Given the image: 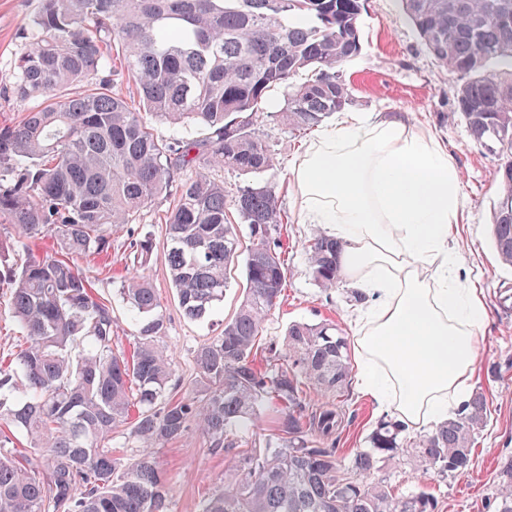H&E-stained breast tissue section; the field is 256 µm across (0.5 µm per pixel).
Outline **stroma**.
<instances>
[{
    "label": "stroma",
    "instance_id": "1",
    "mask_svg": "<svg viewBox=\"0 0 512 512\" xmlns=\"http://www.w3.org/2000/svg\"><path fill=\"white\" fill-rule=\"evenodd\" d=\"M38 5L39 0H0V76L12 69L25 43V23ZM359 27L362 50L339 68L353 94L349 109L412 114L420 129L448 149L461 177L462 222L455 234L462 281L480 290L486 310L467 391L486 398L488 420L475 438L470 469L445 478L428 466L413 472L401 454L381 463L373 478L397 493L417 489L431 492L437 500L436 512H495L497 466L501 459L512 457V270L498 265L490 239V209L498 187L497 160L471 140L463 122L449 121L459 78L427 52L398 0H366ZM263 134L278 161L273 183L287 216L279 234L286 279L262 336V353L271 361L282 349L288 326L295 322L328 319L338 325L343 336H351L355 300L345 284L327 292L317 288L305 260V246L315 227L297 221L288 170L306 133L294 135L268 124ZM127 243V230L117 229L112 233L108 260L84 258L77 265L98 294L111 303L116 342L128 350L133 346L134 328L118 293L121 278L133 271ZM145 273L161 301L162 348L174 368L175 393L197 392L196 352L221 336L225 321L233 316L240 301L243 273L235 271L223 302L200 320L184 314L160 248ZM344 409L333 446L337 456L349 460L358 449L367 447L381 417L375 402L361 395L353 382L344 392ZM157 455L168 481L169 512H201L204 500L223 488L224 472L232 462L230 454L211 448L207 437L194 426L158 449Z\"/></svg>",
    "mask_w": 512,
    "mask_h": 512
}]
</instances>
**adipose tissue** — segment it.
I'll list each match as a JSON object with an SVG mask.
<instances>
[{
	"label": "adipose tissue",
	"mask_w": 512,
	"mask_h": 512,
	"mask_svg": "<svg viewBox=\"0 0 512 512\" xmlns=\"http://www.w3.org/2000/svg\"><path fill=\"white\" fill-rule=\"evenodd\" d=\"M299 223L342 244L360 296L351 351L361 390L406 428L435 427L462 405L486 312L461 289L453 227L460 174L408 115L343 113L291 168Z\"/></svg>",
	"instance_id": "obj_1"
}]
</instances>
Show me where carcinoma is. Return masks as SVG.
Returning <instances> with one entry per match:
<instances>
[{
  "mask_svg": "<svg viewBox=\"0 0 512 512\" xmlns=\"http://www.w3.org/2000/svg\"><path fill=\"white\" fill-rule=\"evenodd\" d=\"M401 3L430 55L462 79L448 120L462 121L497 158L492 244L512 269V0ZM364 10L365 0H40L4 79L16 97L41 103L0 126V219L22 240L51 235L57 250L27 253L11 270L23 343L14 365L0 368V408L12 403L8 424L43 449V461L32 470L0 454V512H168L156 448L194 423L227 451L272 407L280 442L239 451L201 512H436L429 492L394 496L369 481L371 472L400 452L410 469L429 465L440 477L469 469L487 420L481 394L406 449L391 421L348 464L336 449L314 446L336 434L343 409L333 401L315 408L308 395L342 397L347 338L332 322H296L281 362L257 363L285 282L273 241L283 223L279 198L267 181L239 187L228 201L224 182L211 175L216 166L273 172L265 122L310 130L351 103L336 68L361 52ZM116 76L134 81L142 110L113 92ZM274 92L283 107L267 112ZM153 120L204 134L160 139ZM169 193L165 258L188 318L223 301L240 225L249 239L237 312L195 355L203 394L177 399L160 346V304L143 273L153 238H130L140 271L119 287L136 328L129 354L115 342L112 306L74 263L108 252L113 229L136 223ZM341 250L320 231L308 240L318 287H339ZM125 425L146 444L127 463L112 454V433ZM497 500L496 512H512V458L499 469Z\"/></svg>",
  "mask_w": 512,
  "mask_h": 512,
  "instance_id": "cac0c4a2",
  "label": "carcinoma"
}]
</instances>
